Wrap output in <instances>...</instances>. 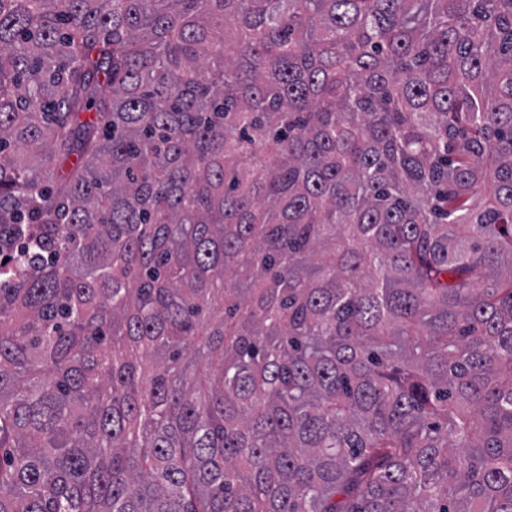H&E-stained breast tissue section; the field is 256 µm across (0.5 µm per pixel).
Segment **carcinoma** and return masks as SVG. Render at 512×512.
<instances>
[{"label":"carcinoma","instance_id":"carcinoma-1","mask_svg":"<svg viewBox=\"0 0 512 512\" xmlns=\"http://www.w3.org/2000/svg\"><path fill=\"white\" fill-rule=\"evenodd\" d=\"M0 512H512V0H0Z\"/></svg>","mask_w":512,"mask_h":512}]
</instances>
